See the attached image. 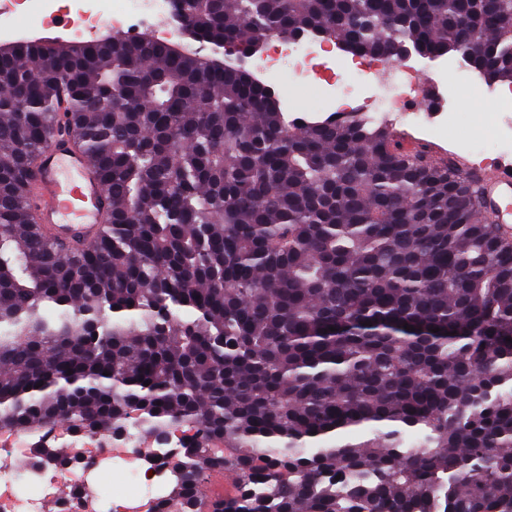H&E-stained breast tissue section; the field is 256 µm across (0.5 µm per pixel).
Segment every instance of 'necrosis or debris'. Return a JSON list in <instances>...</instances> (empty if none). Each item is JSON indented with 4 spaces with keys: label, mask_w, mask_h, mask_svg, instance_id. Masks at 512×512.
Returning a JSON list of instances; mask_svg holds the SVG:
<instances>
[{
    "label": "necrosis or debris",
    "mask_w": 512,
    "mask_h": 512,
    "mask_svg": "<svg viewBox=\"0 0 512 512\" xmlns=\"http://www.w3.org/2000/svg\"><path fill=\"white\" fill-rule=\"evenodd\" d=\"M41 4L45 20L51 21L61 12L72 15L75 30L108 25L129 30L148 25L152 19L171 11L170 0H0V30L13 28L17 21ZM319 48L312 42L301 41L286 49L269 50L257 59L256 65L264 76L283 74L285 83L317 81L330 86V111L346 112L356 95L355 84L345 82L336 72V56L327 63H319ZM194 430L171 431L161 442L143 444L140 435L128 434L112 438L107 433L82 429L66 434L69 454L64 466L54 468L51 474L32 469L39 481L35 494L19 492V476L0 470V512H41L44 501L55 503L56 512H171L167 489L170 470L167 460L180 448L190 443ZM128 464L130 485L146 486L147 500L129 498L123 505H108L107 496L96 482L98 473L111 464ZM75 485V492L67 497L57 494L61 484Z\"/></svg>",
    "instance_id": "1"
}]
</instances>
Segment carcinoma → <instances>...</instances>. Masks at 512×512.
I'll return each mask as SVG.
<instances>
[{
    "label": "carcinoma",
    "instance_id": "carcinoma-1",
    "mask_svg": "<svg viewBox=\"0 0 512 512\" xmlns=\"http://www.w3.org/2000/svg\"><path fill=\"white\" fill-rule=\"evenodd\" d=\"M176 2L228 60L121 35L0 55V425L189 422L176 512L219 469L211 512H512V239L455 163L361 112L290 119L241 57L319 34L512 84V0ZM61 133L107 189L65 256L27 204ZM206 489L202 494L204 510L208 503L215 498L230 496L236 490V481L231 472L224 470L214 471L210 483L205 484Z\"/></svg>",
    "mask_w": 512,
    "mask_h": 512
}]
</instances>
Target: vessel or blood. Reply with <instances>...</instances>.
Instances as JSON below:
<instances>
[{"label": "vessel or blood", "mask_w": 512, "mask_h": 512, "mask_svg": "<svg viewBox=\"0 0 512 512\" xmlns=\"http://www.w3.org/2000/svg\"><path fill=\"white\" fill-rule=\"evenodd\" d=\"M470 179L480 189L482 204L502 229L512 228V169L494 172L473 168ZM106 197L104 184L86 157L69 142L54 141L38 155L30 188V204L39 224L59 246L92 243L98 236ZM236 489L231 472L214 471L203 502L230 496Z\"/></svg>", "instance_id": "obj_1"}]
</instances>
